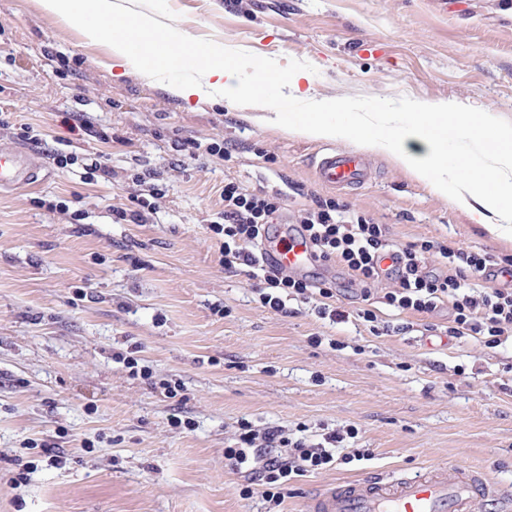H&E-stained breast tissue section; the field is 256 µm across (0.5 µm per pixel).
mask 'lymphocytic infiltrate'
<instances>
[{
  "label": "lymphocytic infiltrate",
  "mask_w": 512,
  "mask_h": 512,
  "mask_svg": "<svg viewBox=\"0 0 512 512\" xmlns=\"http://www.w3.org/2000/svg\"><path fill=\"white\" fill-rule=\"evenodd\" d=\"M221 197L223 221L212 227L222 238L221 262L226 272L253 280L263 307L283 313L291 299L311 304L319 318L341 319L342 311L332 305L336 286L319 274L334 267L346 276L348 286L359 288L366 302L379 289L384 304L401 314L425 316L447 309V335L480 336L490 345L512 335V289L489 285L486 278L491 269L512 276L510 256L434 238L402 244L387 225L333 197L291 205L282 195L254 192L234 180L225 181ZM281 224L311 243L317 272L265 264L259 247ZM354 433L351 427L332 431L324 445L314 447L290 440L278 427L259 428L245 420L238 443L256 449L254 479L263 486L267 502L277 505L288 481L330 467L334 456L329 445Z\"/></svg>",
  "instance_id": "f902f5d3"
}]
</instances>
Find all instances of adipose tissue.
Masks as SVG:
<instances>
[{
  "instance_id": "ef3b65f1",
  "label": "adipose tissue",
  "mask_w": 512,
  "mask_h": 512,
  "mask_svg": "<svg viewBox=\"0 0 512 512\" xmlns=\"http://www.w3.org/2000/svg\"><path fill=\"white\" fill-rule=\"evenodd\" d=\"M42 10L79 31L85 41L103 45L111 66L137 70L166 79L174 67L182 76L172 81L170 92L184 100L209 101L233 98L242 91H256L267 78H285L288 86L299 89L309 74L302 68L279 71L276 63L257 61L242 53L225 49L223 43H204L200 52L186 51L184 35L175 20L165 22L123 6L121 0H39ZM125 17L127 27L115 35L111 23ZM251 72L245 82L243 72ZM337 105L316 101L309 112L298 117L279 112L276 123L286 131L316 140L350 138L362 149L391 155L397 163L417 177L430 181L436 191L448 189L449 178L461 166L470 165L465 183L468 196L478 204L473 215L484 220L486 213L499 216L490 230L499 238L512 237V128L495 126L489 115L462 111L456 102L430 106L415 105V120L404 130L369 118L339 126L333 120ZM492 130L484 160L471 164L467 154L448 156V139L467 143Z\"/></svg>"
}]
</instances>
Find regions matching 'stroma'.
I'll list each match as a JSON object with an SVG mask.
<instances>
[{"instance_id":"1","label":"stroma","mask_w":512,"mask_h":512,"mask_svg":"<svg viewBox=\"0 0 512 512\" xmlns=\"http://www.w3.org/2000/svg\"><path fill=\"white\" fill-rule=\"evenodd\" d=\"M176 19L188 44L223 41L258 59L306 67L335 121L410 100L460 102L512 126V0H133ZM289 89L235 102L185 103L140 71L109 68L103 46L39 9L0 0L1 143L43 160L32 188L0 189V512H267L249 463L229 456L241 421L293 437L355 427L331 467L289 481L278 512H306L329 485L417 475L440 464L512 489V337L489 348L439 335L447 310L375 336L358 319L308 305L264 308L252 281L225 273L210 230L224 181L293 198L338 199L410 243L446 238L512 256L456 200L384 153L356 191L319 183L325 148L353 142L283 132ZM106 132L109 143L97 135ZM230 155L190 158L183 143ZM106 153L114 176L92 186L48 151ZM161 173L148 223L121 220L133 174ZM149 377L131 376L125 358ZM181 382L173 398L163 381ZM367 458H359V451ZM251 496H244L245 487Z\"/></svg>"}]
</instances>
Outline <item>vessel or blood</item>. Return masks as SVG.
I'll return each instance as SVG.
<instances>
[{"instance_id": "obj_1", "label": "vessel or blood", "mask_w": 512, "mask_h": 512, "mask_svg": "<svg viewBox=\"0 0 512 512\" xmlns=\"http://www.w3.org/2000/svg\"><path fill=\"white\" fill-rule=\"evenodd\" d=\"M317 179L339 190H357L372 179L369 162L361 155L325 149L316 162ZM38 181V165L27 151L0 144V187L27 188ZM269 261L293 270L312 266L308 246L295 242L289 248L265 244ZM494 501L498 512H512V495L490 483L482 474L451 464L437 465L414 476L392 474L340 483L319 492L309 512H472L475 498Z\"/></svg>"}]
</instances>
